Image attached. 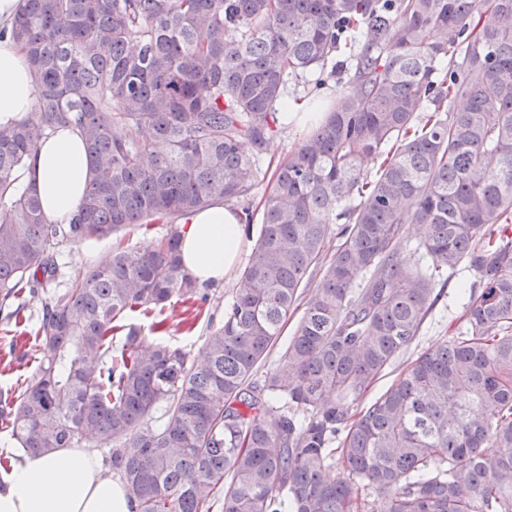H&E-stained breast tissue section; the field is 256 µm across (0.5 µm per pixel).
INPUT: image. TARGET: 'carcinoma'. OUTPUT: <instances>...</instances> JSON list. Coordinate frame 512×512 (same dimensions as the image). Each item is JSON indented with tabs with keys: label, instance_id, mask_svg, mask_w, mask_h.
<instances>
[{
	"label": "carcinoma",
	"instance_id": "1",
	"mask_svg": "<svg viewBox=\"0 0 512 512\" xmlns=\"http://www.w3.org/2000/svg\"><path fill=\"white\" fill-rule=\"evenodd\" d=\"M3 33L37 109L0 125V307L47 294L39 367L0 399L13 447L94 440L131 512H375L365 486L385 512H512V0H23ZM356 33L336 102L253 204L288 82ZM66 124L89 183L52 224L19 179ZM218 203L248 230L261 214L235 300L197 359L145 344L129 314L209 301L177 221ZM156 224L147 249L126 238ZM408 224L428 226L431 273L401 258ZM110 236L109 260L50 291L62 246ZM462 262L460 336L355 411Z\"/></svg>",
	"mask_w": 512,
	"mask_h": 512
}]
</instances>
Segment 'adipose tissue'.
I'll return each instance as SVG.
<instances>
[{
  "mask_svg": "<svg viewBox=\"0 0 512 512\" xmlns=\"http://www.w3.org/2000/svg\"><path fill=\"white\" fill-rule=\"evenodd\" d=\"M27 55L11 39L0 40V122L22 121L35 110ZM87 149L78 130L59 127L38 149L32 169L21 176L33 185L48 221L65 224L87 190ZM243 227L239 215L221 204L189 216L181 227V259L201 283L226 280L240 253ZM0 512H130L122 486L104 472L88 448H59L31 454L7 476Z\"/></svg>",
  "mask_w": 512,
  "mask_h": 512,
  "instance_id": "obj_1",
  "label": "adipose tissue"
}]
</instances>
